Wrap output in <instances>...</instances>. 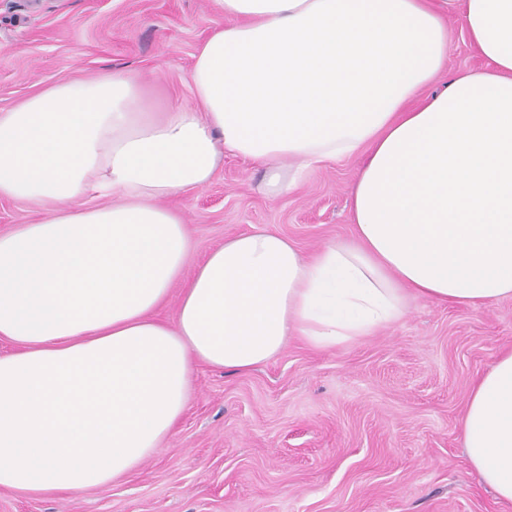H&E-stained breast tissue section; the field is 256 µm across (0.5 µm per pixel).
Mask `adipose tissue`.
<instances>
[{"label":"adipose tissue","mask_w":512,"mask_h":512,"mask_svg":"<svg viewBox=\"0 0 512 512\" xmlns=\"http://www.w3.org/2000/svg\"><path fill=\"white\" fill-rule=\"evenodd\" d=\"M215 2L226 23L195 55L192 101L159 104L107 70L0 113V199L51 207L0 233V341L15 346L0 356V488L65 494L135 471L199 366L247 372L293 337L343 346L413 300L512 297V0ZM451 15L491 66L431 95ZM228 154L264 168L273 195L363 156L351 241L307 256L257 227L193 262L162 201ZM462 430L480 483L512 503V349L473 383Z\"/></svg>","instance_id":"ef3b65f1"}]
</instances>
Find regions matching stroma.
Masks as SVG:
<instances>
[{
  "mask_svg": "<svg viewBox=\"0 0 512 512\" xmlns=\"http://www.w3.org/2000/svg\"><path fill=\"white\" fill-rule=\"evenodd\" d=\"M214 0H0V113L62 81L131 71L191 99ZM448 69L488 62L449 19ZM361 157L267 196L263 172L228 155L211 182L168 199L194 260L258 225L311 253L351 236ZM512 348V298L475 309L422 301L349 345L289 340L246 373L198 368L188 408L156 455L111 484L65 495L0 488V512H512L483 488L460 419L473 380Z\"/></svg>",
  "mask_w": 512,
  "mask_h": 512,
  "instance_id": "stroma-1",
  "label": "stroma"
}]
</instances>
